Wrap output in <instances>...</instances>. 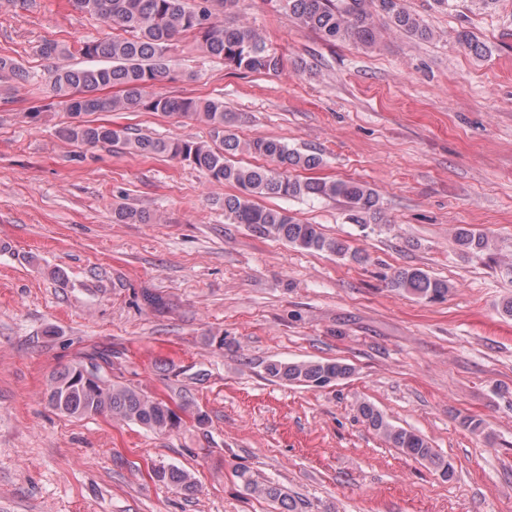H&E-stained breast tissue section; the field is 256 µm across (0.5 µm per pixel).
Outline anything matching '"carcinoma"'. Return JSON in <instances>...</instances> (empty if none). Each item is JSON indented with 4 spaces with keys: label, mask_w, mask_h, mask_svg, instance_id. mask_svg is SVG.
<instances>
[{
    "label": "carcinoma",
    "mask_w": 512,
    "mask_h": 512,
    "mask_svg": "<svg viewBox=\"0 0 512 512\" xmlns=\"http://www.w3.org/2000/svg\"><path fill=\"white\" fill-rule=\"evenodd\" d=\"M213 0H73L77 10L120 30L117 35L87 42L80 48L83 57L93 61L86 66H59L48 78L52 97L59 100L74 122L60 130L67 141L91 146H115L140 155L178 158L198 168L211 183L229 184L237 193L218 201L224 215L234 224H244L253 232L273 237L310 252H325L354 264H364L367 256L345 241L327 237L316 224L298 221L284 209L258 205L263 196L290 199L339 201L348 220L362 228L369 226L381 211L377 192L360 180L300 179L288 170H313L322 163L320 155L288 148L275 139L243 140L228 127L224 100L219 98H181L155 94L156 83L173 80L169 51L183 35L191 34L206 54L221 57L231 68L251 73L276 71L280 60L266 48L261 35L245 24L222 23L212 11ZM284 9L296 25L320 36L328 43L351 41L375 45L379 26L408 38L427 41L431 28L409 11L404 0H282ZM457 42L476 56L486 53L485 45L473 34L461 31ZM0 76L25 81L30 74L8 57H0ZM115 89L110 94L108 90ZM160 112L204 121L210 127V140L164 139L133 132L128 127L91 123L83 116L96 112ZM247 152L266 158L275 166H241L231 157ZM119 224H148L154 217L128 205L112 211ZM455 239L471 252L490 249L488 238L460 227ZM386 286L417 300L436 301L448 296V282L431 276L419 267H401L384 277ZM86 366L79 364L52 374L48 404L60 414L85 418L109 414L164 434L179 420L168 403L140 388L108 382L97 375V382H81ZM266 375L289 384L326 387L348 377L352 367L331 360L280 361L264 366ZM359 411L368 425L393 447L407 456L431 464L445 479L453 475L452 465L441 457L429 441L414 430L391 424L373 404L362 402ZM244 487L274 503L281 512H297L292 496L277 484H265L247 471L238 472ZM151 478L157 482L194 488L189 475L178 468H155Z\"/></svg>",
    "instance_id": "1"
}]
</instances>
